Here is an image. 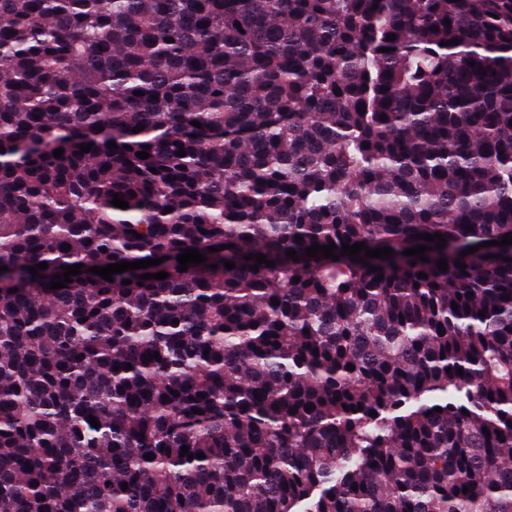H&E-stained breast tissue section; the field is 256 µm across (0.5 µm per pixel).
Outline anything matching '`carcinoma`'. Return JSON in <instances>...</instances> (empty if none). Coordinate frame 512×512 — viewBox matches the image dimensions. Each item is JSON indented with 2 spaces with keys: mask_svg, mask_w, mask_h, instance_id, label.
Segmentation results:
<instances>
[{
  "mask_svg": "<svg viewBox=\"0 0 512 512\" xmlns=\"http://www.w3.org/2000/svg\"><path fill=\"white\" fill-rule=\"evenodd\" d=\"M506 234L512 0H0V512H512Z\"/></svg>",
  "mask_w": 512,
  "mask_h": 512,
  "instance_id": "carcinoma-1",
  "label": "carcinoma"
}]
</instances>
